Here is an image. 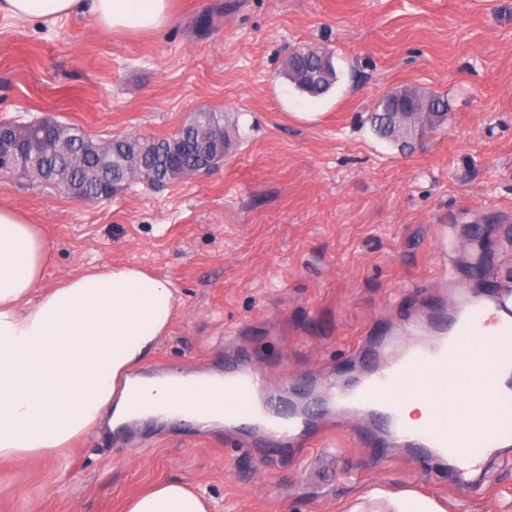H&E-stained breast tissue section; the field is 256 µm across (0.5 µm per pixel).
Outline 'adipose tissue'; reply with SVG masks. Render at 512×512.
Instances as JSON below:
<instances>
[{
    "label": "adipose tissue",
    "mask_w": 512,
    "mask_h": 512,
    "mask_svg": "<svg viewBox=\"0 0 512 512\" xmlns=\"http://www.w3.org/2000/svg\"><path fill=\"white\" fill-rule=\"evenodd\" d=\"M172 0H0V14L55 23L89 11L108 31L161 27ZM52 245L27 217L0 206V463L53 458L101 424L127 421L123 385L147 362L179 304L133 266H101L65 284L44 281ZM125 512H213L181 481L131 497Z\"/></svg>",
    "instance_id": "1"
}]
</instances>
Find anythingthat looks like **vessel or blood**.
Here are the masks:
<instances>
[{
    "mask_svg": "<svg viewBox=\"0 0 512 512\" xmlns=\"http://www.w3.org/2000/svg\"><path fill=\"white\" fill-rule=\"evenodd\" d=\"M405 342L384 337L359 344L362 374L354 382L326 390L321 406L310 395L283 402L271 396L246 360L214 369L202 365L197 380L173 386L174 407H189L193 421L224 408V424L235 433H262L279 446L313 426L321 410L334 408L361 419L375 443L395 444L421 457H453L460 473L473 458L485 459L512 446V307L491 295H464L453 308L435 301L428 320L405 328ZM493 342L491 355L475 354L466 374L455 370L462 349ZM479 389L488 414L466 425L448 420V387ZM429 392L432 413L414 424L402 416V395Z\"/></svg>",
    "mask_w": 512,
    "mask_h": 512,
    "instance_id": "1",
    "label": "vessel or blood"
}]
</instances>
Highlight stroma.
Here are the masks:
<instances>
[{"label":"stroma","instance_id":"1","mask_svg":"<svg viewBox=\"0 0 512 512\" xmlns=\"http://www.w3.org/2000/svg\"><path fill=\"white\" fill-rule=\"evenodd\" d=\"M332 52L339 80L299 91L285 59ZM447 95L448 120L404 146L369 117L393 87ZM223 112L231 148L202 176L84 204L0 174V203L53 245L47 285L102 265L170 283L179 316L145 370L220 367L249 351L268 389L329 369L359 337L427 316L450 285L512 284V0H176L160 29L112 33L87 14L49 25L0 15V123L54 117L98 140L177 133ZM338 447L227 443L178 420L93 431L67 466L46 461L41 512H123L181 480L214 512H351L363 494L413 491L447 512H512V454L457 488L449 467L367 448L336 414Z\"/></svg>","mask_w":512,"mask_h":512}]
</instances>
